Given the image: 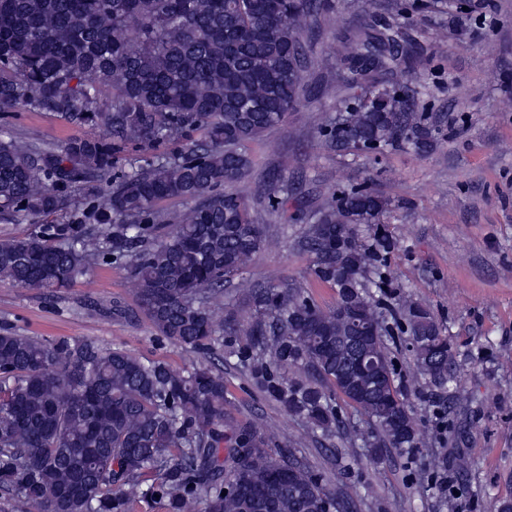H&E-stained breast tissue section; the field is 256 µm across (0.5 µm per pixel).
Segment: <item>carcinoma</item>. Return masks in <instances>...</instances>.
Instances as JSON below:
<instances>
[{
	"mask_svg": "<svg viewBox=\"0 0 512 512\" xmlns=\"http://www.w3.org/2000/svg\"><path fill=\"white\" fill-rule=\"evenodd\" d=\"M473 12L471 0H357L356 55L317 92L338 101L318 135L328 148L375 157L433 146V117L394 78L411 46L401 22L424 8ZM326 0H0V112H51L72 125L102 122L105 139L18 143L0 130V221L70 213L24 237H0V279L59 288L96 264H124L156 332L194 355L190 369L93 342L47 341L0 329V491L9 512H131L139 498L184 512H351L299 448L355 426L336 397L369 425L368 460L393 448L419 473L413 407L393 348L404 343L420 374L448 392L430 411L453 428L450 403L467 399L448 337L413 301L383 300L393 243L380 230L388 201L350 185L296 220L290 248L313 258L310 279L336 291L318 306L293 280L244 276L266 244L263 225L233 185L249 174L246 145L279 125L311 87L312 43ZM297 183L268 177L258 201L285 219ZM190 200L174 213L162 203ZM253 311L239 316L240 306ZM364 322L372 339L358 344ZM242 344L221 362L307 427L271 448L274 433L237 421L212 355L224 334ZM370 375L352 371L359 351ZM355 448L333 454L350 479Z\"/></svg>",
	"mask_w": 512,
	"mask_h": 512,
	"instance_id": "carcinoma-1",
	"label": "carcinoma"
}]
</instances>
